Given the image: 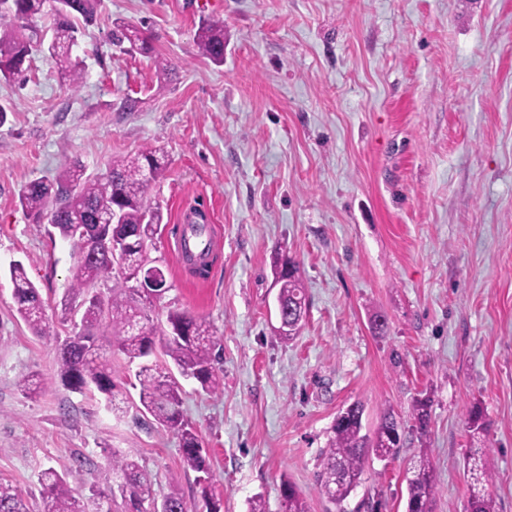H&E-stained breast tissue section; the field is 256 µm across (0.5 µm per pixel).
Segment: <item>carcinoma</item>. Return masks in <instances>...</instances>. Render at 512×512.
Masks as SVG:
<instances>
[{
  "label": "carcinoma",
  "instance_id": "1",
  "mask_svg": "<svg viewBox=\"0 0 512 512\" xmlns=\"http://www.w3.org/2000/svg\"><path fill=\"white\" fill-rule=\"evenodd\" d=\"M96 2L63 0L64 8L51 12V36L48 37L38 29H30L27 36L18 30L19 22L45 15L48 0H0V81L16 80L25 71L24 65L33 51L44 47L61 77L70 82L71 88H77L82 80L81 61L72 51L81 29L95 20ZM112 42L145 48L141 32L127 26L112 33ZM197 48L200 55L211 62L224 63V23L212 21L203 25L198 33ZM164 169L165 155L160 148L116 158L106 174L96 180L85 178L83 166L76 162L54 183L37 181L25 185L18 201L36 221L48 217V223L54 225L60 237L72 247L75 261L72 292L82 300L69 304L68 311L81 314V328L59 349L61 380L75 392L94 388L107 401H112L117 384L94 330L105 333L128 362L142 361L136 373L142 413L177 435L184 465L200 473L198 482L204 484L207 482L204 474L208 473L204 448L194 427L184 417L181 388L171 370L164 371L145 360L159 347L181 376L195 381L202 391L212 393L223 384L217 368L220 337L205 322L180 311L168 314L167 329H157L150 312L159 297L130 286L132 271L147 270L153 264L147 245L163 223L164 214L160 205L148 204V193ZM114 207L119 209L122 226L133 227L139 239L127 253L122 269L114 265L111 253L103 245L94 256L86 253L85 237L76 233L79 227L106 220ZM9 276L19 317L33 335H53L54 325L24 265L19 261L12 264ZM108 282L112 286L108 288L109 297L104 299L97 286ZM276 282L286 303L306 306V289L300 278L278 271ZM363 413L359 403L340 412L316 473L320 491L338 512H344L342 504L360 484L368 455L386 460L395 457L400 448L397 437L401 424L394 414H385L371 437L362 433ZM413 417L417 429L425 433L429 424L427 400L416 401ZM466 426L474 442L464 458L470 512H495V502L488 492L493 482L489 449L481 445L487 425L479 407L469 410ZM409 472L407 512H432L436 485L431 460L423 454L414 457ZM112 473L120 478L117 488L124 501V512H144L146 502L152 506L160 504L163 512H188L182 492L174 481L169 482L162 498H156L153 476L140 464L137 454L112 455ZM40 484V512H100L96 497L84 500L74 495L64 475L54 469L41 473ZM282 497L285 512H309L306 501L292 483H284ZM0 512H30L22 491L2 479Z\"/></svg>",
  "mask_w": 512,
  "mask_h": 512
}]
</instances>
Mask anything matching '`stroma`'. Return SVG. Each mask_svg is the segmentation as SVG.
Here are the masks:
<instances>
[{
    "label": "stroma",
    "instance_id": "stroma-1",
    "mask_svg": "<svg viewBox=\"0 0 512 512\" xmlns=\"http://www.w3.org/2000/svg\"><path fill=\"white\" fill-rule=\"evenodd\" d=\"M224 23V63L201 56L202 21ZM152 50L113 44L114 24ZM83 80L33 52L24 81L0 82V478L40 510L43 470L75 495L110 492V452L136 453L163 494L222 512L262 498L282 512L290 480L310 512H336L315 475L342 409L363 431L386 412L404 427L391 461L368 458L346 512H405L406 473L426 451L433 512H466L465 417L486 416L497 512H512V0H100L74 49ZM165 61L159 71L157 61ZM136 107L127 110V99ZM159 147L149 191L165 222L149 244L170 289L151 313L198 316L222 338L223 387L181 380L212 480L202 489L172 432L138 412L136 367L112 355L115 404L58 376L71 325V250L18 204L20 189L73 161L105 174L113 158ZM208 216L206 280L174 251L192 208ZM291 260L307 294L299 333L278 335L274 263ZM21 262L56 336L16 312L9 266ZM45 381L25 395L21 375ZM430 399L419 434L417 399Z\"/></svg>",
    "mask_w": 512,
    "mask_h": 512
}]
</instances>
